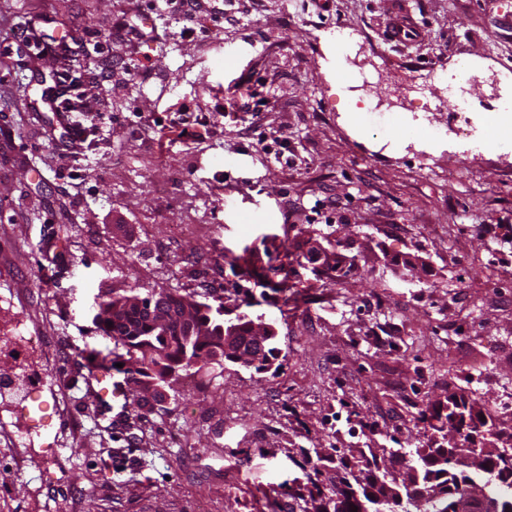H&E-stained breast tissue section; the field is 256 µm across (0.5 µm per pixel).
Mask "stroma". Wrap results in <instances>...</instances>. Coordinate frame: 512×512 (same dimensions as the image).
I'll list each match as a JSON object with an SVG mask.
<instances>
[{
	"label": "stroma",
	"mask_w": 512,
	"mask_h": 512,
	"mask_svg": "<svg viewBox=\"0 0 512 512\" xmlns=\"http://www.w3.org/2000/svg\"><path fill=\"white\" fill-rule=\"evenodd\" d=\"M212 6L0 0V352L32 387L24 409L0 397V512H309L303 450L416 448L419 411L452 389L512 430V123L465 152L442 79L468 62L467 112L499 123L512 8L239 0L218 23ZM400 15L418 27L393 42ZM121 20L154 40L117 36ZM75 37L80 97L112 122L71 113L73 146L42 98L58 61L32 41ZM353 86L438 137L370 131ZM178 112L183 135L158 127ZM135 286L263 317L278 359L139 407L101 397L87 361L133 385L95 297Z\"/></svg>",
	"instance_id": "1"
}]
</instances>
